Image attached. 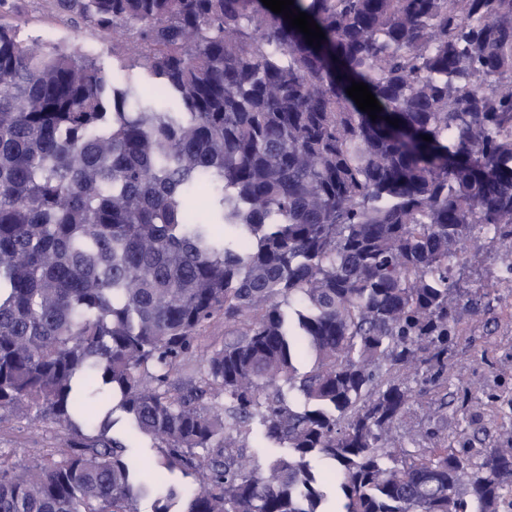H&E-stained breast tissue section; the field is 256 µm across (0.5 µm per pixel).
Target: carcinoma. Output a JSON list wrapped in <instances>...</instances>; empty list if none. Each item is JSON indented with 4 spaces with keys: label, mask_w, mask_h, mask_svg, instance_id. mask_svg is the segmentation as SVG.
<instances>
[{
    "label": "carcinoma",
    "mask_w": 512,
    "mask_h": 512,
    "mask_svg": "<svg viewBox=\"0 0 512 512\" xmlns=\"http://www.w3.org/2000/svg\"><path fill=\"white\" fill-rule=\"evenodd\" d=\"M54 2L131 40L139 72L0 21V412L66 433L0 458V512H139L151 491L153 512H512V434H398L411 372L448 407L481 310L459 252L512 248V0H294L319 46L261 0ZM220 315L235 339L172 391ZM116 396L145 472L109 435ZM255 428L283 449L264 467Z\"/></svg>",
    "instance_id": "carcinoma-1"
}]
</instances>
